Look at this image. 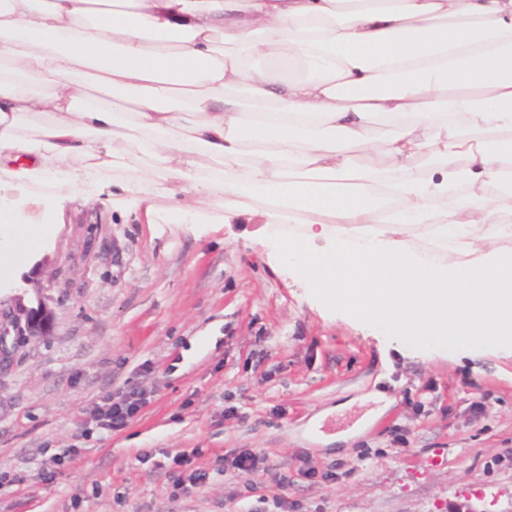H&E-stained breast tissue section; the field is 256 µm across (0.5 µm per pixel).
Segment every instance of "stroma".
Wrapping results in <instances>:
<instances>
[{
  "label": "stroma",
  "mask_w": 512,
  "mask_h": 512,
  "mask_svg": "<svg viewBox=\"0 0 512 512\" xmlns=\"http://www.w3.org/2000/svg\"><path fill=\"white\" fill-rule=\"evenodd\" d=\"M137 175L54 198L43 249L0 258V305L49 317L0 367V473L25 477L0 512H238L231 476L171 498L172 458L194 448L208 466L239 448L335 467L289 488L296 512H512L511 350L396 342L320 304L261 216L194 223L175 184L146 221L123 189ZM133 386L150 403L98 429L94 405Z\"/></svg>",
  "instance_id": "obj_1"
}]
</instances>
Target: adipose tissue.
I'll list each match as a JSON object with an SVG mask.
<instances>
[{"mask_svg":"<svg viewBox=\"0 0 512 512\" xmlns=\"http://www.w3.org/2000/svg\"><path fill=\"white\" fill-rule=\"evenodd\" d=\"M380 127L385 162L362 163ZM135 163L148 213L172 179L228 220L258 191L334 305L512 343V0H0V236L34 188Z\"/></svg>","mask_w":512,"mask_h":512,"instance_id":"1","label":"adipose tissue"}]
</instances>
